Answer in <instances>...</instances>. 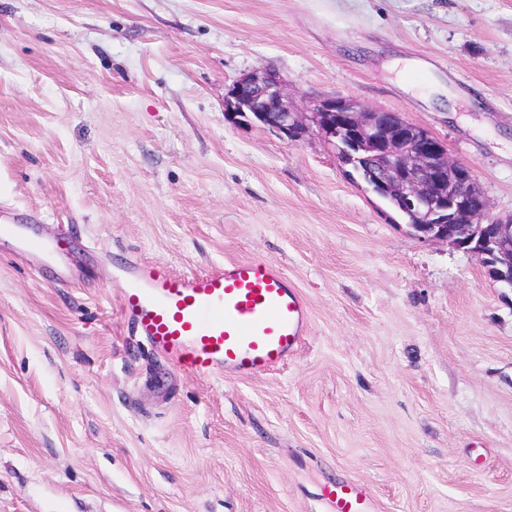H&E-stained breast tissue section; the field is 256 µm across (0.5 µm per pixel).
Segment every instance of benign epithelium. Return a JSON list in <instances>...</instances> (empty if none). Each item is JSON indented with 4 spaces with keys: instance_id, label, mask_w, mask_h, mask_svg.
<instances>
[{
    "instance_id": "benign-epithelium-1",
    "label": "benign epithelium",
    "mask_w": 512,
    "mask_h": 512,
    "mask_svg": "<svg viewBox=\"0 0 512 512\" xmlns=\"http://www.w3.org/2000/svg\"><path fill=\"white\" fill-rule=\"evenodd\" d=\"M224 112L231 120L251 116L290 141L315 128L343 164H368L367 185L398 200L418 238L478 257L493 281L512 289V215L491 216L485 197L472 206L479 189L472 168L452 160L424 128L393 112L364 109L347 97L315 100L301 112L283 78L264 67L233 85Z\"/></svg>"
}]
</instances>
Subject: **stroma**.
I'll list each match as a JSON object with an SVG mask.
<instances>
[{"mask_svg":"<svg viewBox=\"0 0 512 512\" xmlns=\"http://www.w3.org/2000/svg\"><path fill=\"white\" fill-rule=\"evenodd\" d=\"M260 67L299 109L399 113L512 212V0H0V512H512V290L424 242L316 132L227 120ZM278 262L287 366L197 378L119 313L132 260ZM63 268L53 284L47 266ZM0 243L9 244L10 251L17 256L29 254L32 250H48L49 247L40 241L30 237L26 230L27 224H14L10 221V215L7 212L0 213ZM323 497L330 512H372V494L360 484L335 483L325 487Z\"/></svg>","mask_w":512,"mask_h":512,"instance_id":"35a3bbf8","label":"stroma"}]
</instances>
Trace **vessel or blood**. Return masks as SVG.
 Wrapping results in <instances>:
<instances>
[{"instance_id": "b4317fda", "label": "vessel or blood", "mask_w": 512, "mask_h": 512, "mask_svg": "<svg viewBox=\"0 0 512 512\" xmlns=\"http://www.w3.org/2000/svg\"><path fill=\"white\" fill-rule=\"evenodd\" d=\"M0 243L23 256L41 246L27 227L0 213ZM120 300L135 336L173 369L203 378L253 377L283 368L309 327L308 307L277 262L249 259L178 274L165 263L128 266ZM323 497L331 512H371L360 484L335 483Z\"/></svg>"}]
</instances>
